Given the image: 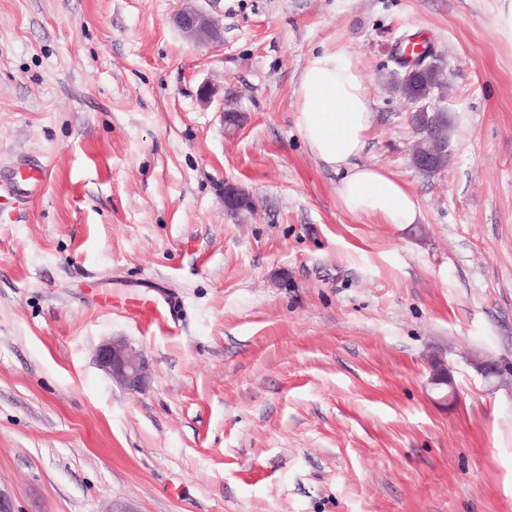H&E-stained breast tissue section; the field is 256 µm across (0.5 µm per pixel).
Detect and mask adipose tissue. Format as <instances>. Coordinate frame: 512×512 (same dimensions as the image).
<instances>
[{"label": "adipose tissue", "instance_id": "ef3b65f1", "mask_svg": "<svg viewBox=\"0 0 512 512\" xmlns=\"http://www.w3.org/2000/svg\"><path fill=\"white\" fill-rule=\"evenodd\" d=\"M299 132L309 150L340 176V206L386 224L419 223L417 199L393 173L361 157L374 114L361 70L343 49L311 53L295 90Z\"/></svg>", "mask_w": 512, "mask_h": 512}]
</instances>
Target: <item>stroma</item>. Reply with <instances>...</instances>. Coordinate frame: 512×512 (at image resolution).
Masks as SVG:
<instances>
[{
	"mask_svg": "<svg viewBox=\"0 0 512 512\" xmlns=\"http://www.w3.org/2000/svg\"><path fill=\"white\" fill-rule=\"evenodd\" d=\"M182 4L0 0V494L13 512H512L500 0H192L223 28L210 47L174 27ZM414 34L452 120L433 177L387 81ZM323 47L362 70V160L420 223L344 211L304 144L294 88ZM229 182L249 208H225ZM166 293L173 329L112 309ZM112 336L148 357L145 392L97 366Z\"/></svg>",
	"mask_w": 512,
	"mask_h": 512,
	"instance_id": "35a3bbf8",
	"label": "stroma"
}]
</instances>
